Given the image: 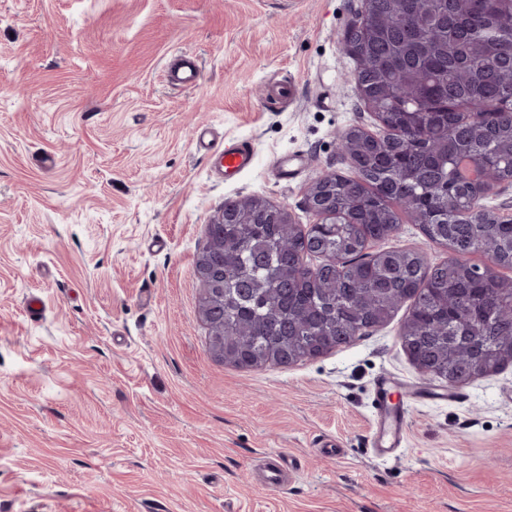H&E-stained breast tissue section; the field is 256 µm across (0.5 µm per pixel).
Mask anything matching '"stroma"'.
<instances>
[{"label": "stroma", "mask_w": 512, "mask_h": 512, "mask_svg": "<svg viewBox=\"0 0 512 512\" xmlns=\"http://www.w3.org/2000/svg\"><path fill=\"white\" fill-rule=\"evenodd\" d=\"M358 6L0 0V512H512V363L445 399L399 316L287 368L208 350L196 261L214 215L256 196L315 223L308 183L352 172L337 134L376 126L341 44ZM176 54L195 88L164 79ZM230 140L256 161L227 178ZM287 155L307 163L284 179ZM373 248L448 258L407 220ZM384 375L441 394L402 397L388 458L371 448ZM274 453L294 469L277 492L257 481Z\"/></svg>", "instance_id": "obj_1"}]
</instances>
